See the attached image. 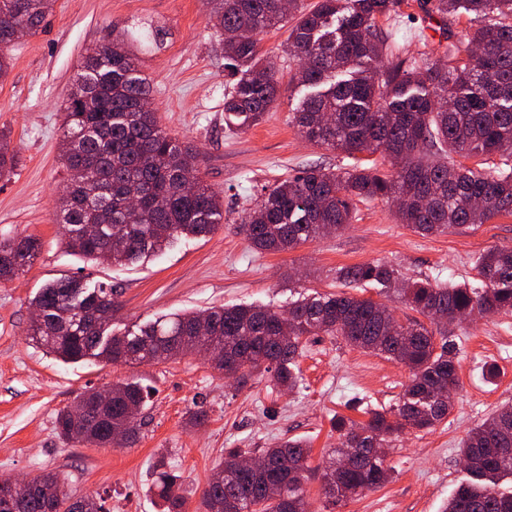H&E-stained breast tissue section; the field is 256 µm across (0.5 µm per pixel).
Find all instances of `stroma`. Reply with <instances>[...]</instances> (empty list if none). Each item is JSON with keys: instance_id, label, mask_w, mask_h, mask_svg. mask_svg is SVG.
<instances>
[{"instance_id": "stroma-1", "label": "stroma", "mask_w": 512, "mask_h": 512, "mask_svg": "<svg viewBox=\"0 0 512 512\" xmlns=\"http://www.w3.org/2000/svg\"><path fill=\"white\" fill-rule=\"evenodd\" d=\"M206 0H56L38 34L15 41L12 67L0 82V130L9 133L19 164L0 180V236L33 235L42 243L34 264L0 282V476L31 479L59 473L73 496L104 497L110 512H160L153 491L155 463L165 457L189 493L185 512H200L201 494L229 448H267L306 440L312 463L334 448L331 419L363 422L390 411L409 382L407 367L348 345L338 336L309 337L297 359L301 381L284 391L268 377L225 379L204 359L185 356L134 365L65 363L31 344V301L47 282L78 276L89 286L116 288L112 331L137 329L174 313L213 306L287 308L314 293H336L343 266L387 262L406 279L478 286L477 258L492 247L512 248V215L487 223L420 234L400 224L394 204L364 201L343 230L282 253L252 248L238 226L263 189L312 166L347 165L346 154L303 138L291 121L304 86L296 61L282 55L288 28L260 37L275 62L278 101L259 124L231 130L224 123L222 30ZM401 16L380 19L400 53L418 65L438 61L446 33L428 16L425 0H404ZM125 41L150 78L152 106L162 128L193 143L206 183L224 199V224L204 238H179L163 253L126 265L95 262L70 252L54 219L66 184L60 160L64 105L87 54ZM459 386L446 420L429 431L393 436L390 481L335 506L318 477L307 484L310 512H444L464 480L459 447L468 432L512 404V313L462 325ZM497 366L489 379L485 370ZM123 380L151 389L133 440L115 448L72 445L58 435L57 412L81 393ZM203 406L207 421L191 426Z\"/></svg>"}]
</instances>
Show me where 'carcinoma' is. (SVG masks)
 Listing matches in <instances>:
<instances>
[{
	"label": "carcinoma",
	"mask_w": 512,
	"mask_h": 512,
	"mask_svg": "<svg viewBox=\"0 0 512 512\" xmlns=\"http://www.w3.org/2000/svg\"><path fill=\"white\" fill-rule=\"evenodd\" d=\"M210 19L224 31V60L231 86L224 117L238 130L260 123L278 99L276 67L264 59L259 35L295 19L283 53L296 59L303 98L294 121L307 140L350 156L380 153L381 166L360 163L336 169L312 168L265 192L240 226L254 248L292 250L350 223L353 202L397 203L400 223L423 234L484 224L512 214V171L448 163V155L469 159L506 153L512 157V0H429L442 21L464 11L472 27L448 45V61L424 68L399 59L380 62L387 36L378 21L397 12L401 0H318L310 9L300 0H208ZM54 0H0V80L11 68L8 49L16 27L42 30ZM70 94L63 121L61 161L69 176L56 220L66 245L93 261L121 265L156 255L180 235L206 236L224 223V200L188 160L198 156L190 143L171 135L150 106L152 85L125 44L114 42L86 58ZM18 164V153L0 134V178ZM41 241L28 235L0 238V281L18 276L39 256ZM478 288L406 282L398 270L375 261L342 267L346 285L375 283L394 288L429 320L399 322L391 310L346 292L319 294L285 313L261 305L212 307L198 314L175 313L123 336L97 325L95 313L114 308L113 291L90 288L76 277L46 284L33 298L43 311L28 336L64 362L164 363L188 355L206 356L213 343L224 362L241 366L240 380L255 371L272 376L277 387L299 385L296 359L311 336H340L349 345L385 355L409 368L411 379L397 405V417L373 412L357 424L332 421L338 437L355 442L344 468L338 448L321 466L324 497L333 504L382 487L392 477L384 447L405 427L431 430L448 418L441 398L458 386V348L451 326L465 316L512 312V249L493 247L476 261ZM112 408L81 418L58 411L61 438L106 448L107 429L132 439L148 398L138 382L117 384ZM512 405L497 410L468 433L460 447L470 481L448 498L445 512H512ZM311 449L302 440L259 449L264 469L242 467L250 451L231 448L201 496L202 512H309L304 484ZM161 512H181L185 488L180 475L161 458L156 466ZM50 483L47 498L29 491L16 512H75L74 497L59 474L49 472L26 485Z\"/></svg>",
	"instance_id": "1"
}]
</instances>
